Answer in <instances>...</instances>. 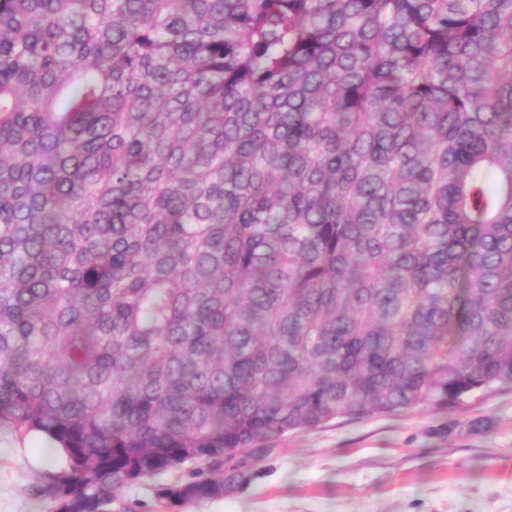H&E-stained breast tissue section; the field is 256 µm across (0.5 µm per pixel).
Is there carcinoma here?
I'll return each instance as SVG.
<instances>
[{"mask_svg":"<svg viewBox=\"0 0 512 512\" xmlns=\"http://www.w3.org/2000/svg\"><path fill=\"white\" fill-rule=\"evenodd\" d=\"M509 385L512 0H0V425L53 512Z\"/></svg>","mask_w":512,"mask_h":512,"instance_id":"carcinoma-1","label":"carcinoma"}]
</instances>
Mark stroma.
I'll return each mask as SVG.
<instances>
[{
	"mask_svg": "<svg viewBox=\"0 0 512 512\" xmlns=\"http://www.w3.org/2000/svg\"><path fill=\"white\" fill-rule=\"evenodd\" d=\"M43 456L0 426V512H52L32 493ZM255 468L246 488L181 508L146 484L120 497L132 512H512V389L291 433Z\"/></svg>",
	"mask_w": 512,
	"mask_h": 512,
	"instance_id": "stroma-1",
	"label": "stroma"
}]
</instances>
